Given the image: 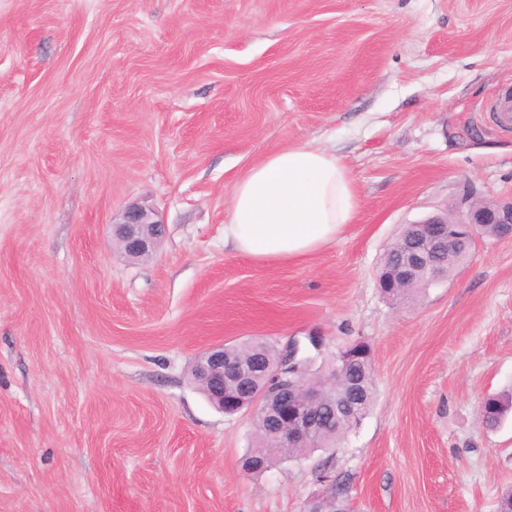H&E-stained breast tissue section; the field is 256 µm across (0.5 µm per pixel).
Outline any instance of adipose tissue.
<instances>
[{"label": "adipose tissue", "instance_id": "ef3b65f1", "mask_svg": "<svg viewBox=\"0 0 512 512\" xmlns=\"http://www.w3.org/2000/svg\"><path fill=\"white\" fill-rule=\"evenodd\" d=\"M358 207L354 182L335 151L287 147L234 183L224 242L260 264L301 260L335 242Z\"/></svg>", "mask_w": 512, "mask_h": 512}]
</instances>
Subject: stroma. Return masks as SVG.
<instances>
[{"label":"stroma","mask_w":512,"mask_h":512,"mask_svg":"<svg viewBox=\"0 0 512 512\" xmlns=\"http://www.w3.org/2000/svg\"><path fill=\"white\" fill-rule=\"evenodd\" d=\"M512 0H0V512H497L512 488V239L409 303L377 273L404 225L512 199ZM334 149L336 243L224 245L233 183ZM156 211L157 252L112 224ZM369 344L376 399L335 451L245 473L251 413L191 383L218 342ZM156 217L153 209L134 205L122 213L118 222H113L115 240L125 254L144 256L156 251L164 232L163 223ZM510 411H512V393L487 398L482 405L481 415L487 425L494 427L502 423Z\"/></svg>","instance_id":"35a3bbf8"}]
</instances>
